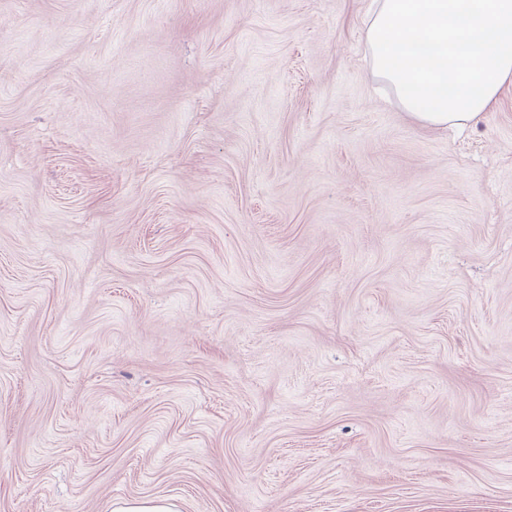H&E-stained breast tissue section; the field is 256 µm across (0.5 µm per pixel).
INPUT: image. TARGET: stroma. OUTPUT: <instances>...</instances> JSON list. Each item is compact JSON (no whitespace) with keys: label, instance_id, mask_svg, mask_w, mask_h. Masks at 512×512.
Here are the masks:
<instances>
[{"label":"stroma","instance_id":"obj_1","mask_svg":"<svg viewBox=\"0 0 512 512\" xmlns=\"http://www.w3.org/2000/svg\"><path fill=\"white\" fill-rule=\"evenodd\" d=\"M370 2L0 0V512H512V86ZM374 71L435 128L465 127L512 83V0H372ZM111 512H178L176 505L166 498H142L115 501Z\"/></svg>","mask_w":512,"mask_h":512}]
</instances>
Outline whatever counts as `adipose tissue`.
I'll list each match as a JSON object with an SVG mask.
<instances>
[{"instance_id": "1", "label": "adipose tissue", "mask_w": 512, "mask_h": 512, "mask_svg": "<svg viewBox=\"0 0 512 512\" xmlns=\"http://www.w3.org/2000/svg\"><path fill=\"white\" fill-rule=\"evenodd\" d=\"M374 71L435 128L474 123L512 83V0H372Z\"/></svg>"}]
</instances>
